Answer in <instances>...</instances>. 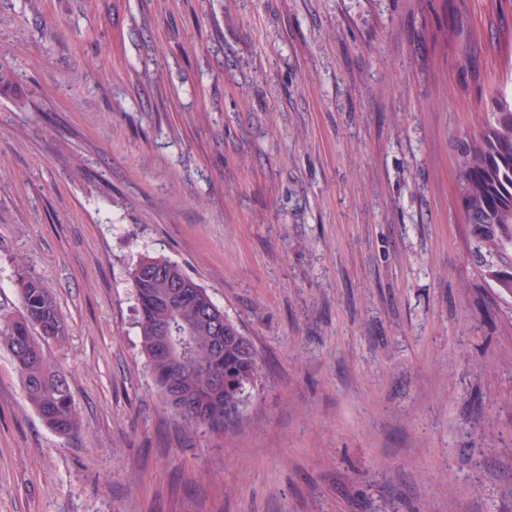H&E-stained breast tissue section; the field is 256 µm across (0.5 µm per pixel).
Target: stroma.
Returning a JSON list of instances; mask_svg holds the SVG:
<instances>
[{"label":"stroma","instance_id":"35a3bbf8","mask_svg":"<svg viewBox=\"0 0 512 512\" xmlns=\"http://www.w3.org/2000/svg\"><path fill=\"white\" fill-rule=\"evenodd\" d=\"M0 312L69 326L82 430L0 343V512H512V297L458 144L512 97V0H0ZM165 257L253 344L186 427L131 272Z\"/></svg>","mask_w":512,"mask_h":512}]
</instances>
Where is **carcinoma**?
Masks as SVG:
<instances>
[{"label": "carcinoma", "instance_id": "1", "mask_svg": "<svg viewBox=\"0 0 512 512\" xmlns=\"http://www.w3.org/2000/svg\"><path fill=\"white\" fill-rule=\"evenodd\" d=\"M460 202L473 236L493 246L486 275L512 294V101L498 100L481 142L463 143ZM141 349L167 403L188 427L222 430L237 422L261 378L258 355L238 327L181 266L145 258L133 269ZM18 315H0L26 397L61 436L81 430L69 376L47 358L63 345L67 322L55 298L26 270L15 274Z\"/></svg>", "mask_w": 512, "mask_h": 512}]
</instances>
